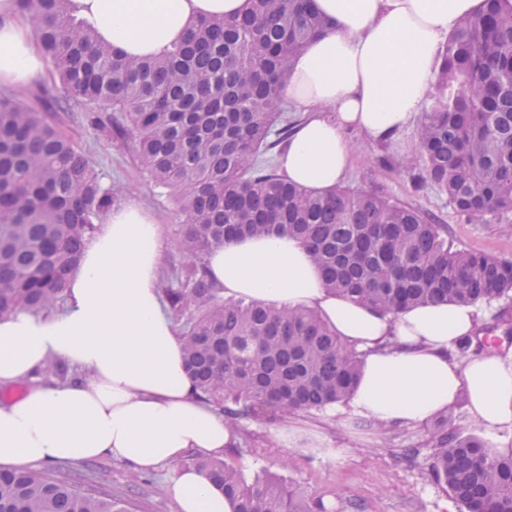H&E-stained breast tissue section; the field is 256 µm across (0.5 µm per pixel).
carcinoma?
<instances>
[{
  "mask_svg": "<svg viewBox=\"0 0 512 512\" xmlns=\"http://www.w3.org/2000/svg\"><path fill=\"white\" fill-rule=\"evenodd\" d=\"M69 96L55 102L121 112L145 173L176 193L179 251L187 264L164 294L182 323L197 396L240 419L267 422L343 403L364 354L310 310L225 298L204 266L234 237L292 236L324 270L328 288L384 315L439 301L502 300L512 335V258L458 249L448 229L378 191L312 193L267 154L293 125L283 94L293 56L326 27L310 0H250L241 18L197 21L159 57L129 59L69 13L68 0H18ZM485 0L440 50L435 105L417 128L422 181L453 212L491 224L512 212V8ZM87 159L42 109L0 96V318L39 313L65 296L95 222L116 202ZM430 473L465 512H512V455L448 430L418 445ZM235 512H327L277 475L251 479L219 459L198 462ZM0 512H124L110 499L46 470L0 472Z\"/></svg>",
  "mask_w": 512,
  "mask_h": 512,
  "instance_id": "carcinoma-1",
  "label": "carcinoma"
}]
</instances>
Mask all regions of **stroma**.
I'll use <instances>...</instances> for the list:
<instances>
[{
  "label": "stroma",
  "mask_w": 512,
  "mask_h": 512,
  "mask_svg": "<svg viewBox=\"0 0 512 512\" xmlns=\"http://www.w3.org/2000/svg\"><path fill=\"white\" fill-rule=\"evenodd\" d=\"M50 116L103 183L118 189L119 201H138L162 224L167 258L160 281L170 282L184 265L178 251L177 205L173 194L155 186L140 168L134 141L122 132L123 114L107 109L94 116L76 105L68 112L51 111ZM353 140L356 150L346 186L381 191L430 213L447 225L455 247L512 257V212L491 224L466 223L450 212L444 195L430 185L416 184L414 169L399 167V160L418 153L415 128L389 140L371 141L359 134ZM354 420L347 406L335 405L290 417L276 437L273 423L246 418L233 447L225 449L224 460L249 477L265 470L280 475L315 500L359 503L360 512H459L449 492L430 478L427 457L411 461L399 453L421 442L425 428L397 424L384 437L373 427L355 426ZM177 467L142 473L102 457L64 463L60 470L80 479L84 488L121 502L127 512H177L170 493Z\"/></svg>",
  "instance_id": "35a3bbf8"
}]
</instances>
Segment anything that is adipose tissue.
<instances>
[{
    "label": "adipose tissue",
    "mask_w": 512,
    "mask_h": 512,
    "mask_svg": "<svg viewBox=\"0 0 512 512\" xmlns=\"http://www.w3.org/2000/svg\"><path fill=\"white\" fill-rule=\"evenodd\" d=\"M484 0H313L329 28L297 53L284 94L301 113L278 155L281 173L313 191L340 185L352 134L386 140L408 128L434 87L439 52ZM249 0H70L101 43L131 58L161 55L203 18L244 14ZM44 57L17 0H0V89L43 81ZM161 224L136 201L112 208L89 239L63 313L20 311L0 319V386L25 384L0 402V469L117 458L146 472L187 452L219 455L224 416L202 403L184 368L183 341L158 282ZM224 296L317 312L366 351L348 404L383 424L418 426L467 399L491 433L512 434V361L453 352L479 320L475 307L440 302L397 316L332 293L308 248L287 236L225 241L207 258ZM396 349H387V342ZM52 361L77 378L46 383ZM178 512H234L223 489L195 468L176 472Z\"/></svg>",
    "instance_id": "1"
}]
</instances>
